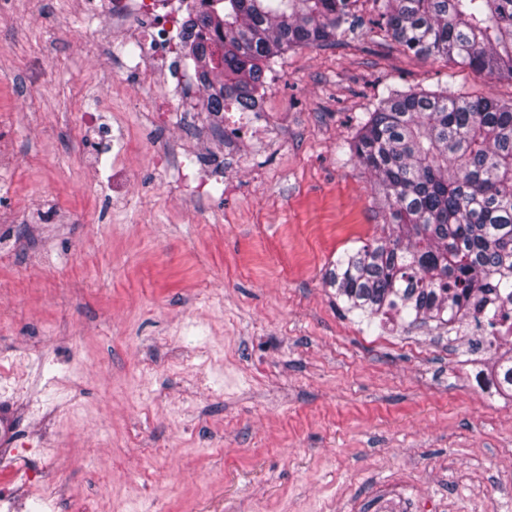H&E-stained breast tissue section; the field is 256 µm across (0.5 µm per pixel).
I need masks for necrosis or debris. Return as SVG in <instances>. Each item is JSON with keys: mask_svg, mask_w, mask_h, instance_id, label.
I'll return each instance as SVG.
<instances>
[{"mask_svg": "<svg viewBox=\"0 0 512 512\" xmlns=\"http://www.w3.org/2000/svg\"><path fill=\"white\" fill-rule=\"evenodd\" d=\"M84 7L90 13L108 17L116 31L125 30L128 16H135L137 26L132 41L136 54L129 57L125 71L136 84V99L147 108L153 131H164L174 111L183 128H194V116L183 101L171 102L169 108L163 109L149 96L161 75L171 77L187 90L196 87V73L178 53L186 36L182 13L170 8L168 0H85ZM31 456V449L24 445L0 442V471L13 479L12 486H0V512H19L18 505L23 500L29 504L28 512H68L67 491L51 476L59 467L58 457L43 458L39 469L34 470L30 467Z\"/></svg>", "mask_w": 512, "mask_h": 512, "instance_id": "1", "label": "necrosis or debris"}]
</instances>
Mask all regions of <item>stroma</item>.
<instances>
[{
	"label": "stroma",
	"instance_id": "stroma-1",
	"mask_svg": "<svg viewBox=\"0 0 512 512\" xmlns=\"http://www.w3.org/2000/svg\"><path fill=\"white\" fill-rule=\"evenodd\" d=\"M5 2L0 348L32 365L75 506L512 512V400L480 377L471 324L368 317L325 282L388 219L344 147L385 87L508 100L512 81L403 51L356 0L335 45L277 59L255 132L226 128L237 165L203 168L220 187L195 201L179 168L217 147L176 120L141 137L123 36L95 49L82 0ZM93 123L128 132L120 172L108 151L85 166Z\"/></svg>",
	"mask_w": 512,
	"mask_h": 512
}]
</instances>
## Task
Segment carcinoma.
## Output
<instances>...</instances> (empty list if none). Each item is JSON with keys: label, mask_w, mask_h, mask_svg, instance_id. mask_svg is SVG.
Wrapping results in <instances>:
<instances>
[{"label": "carcinoma", "mask_w": 512, "mask_h": 512, "mask_svg": "<svg viewBox=\"0 0 512 512\" xmlns=\"http://www.w3.org/2000/svg\"><path fill=\"white\" fill-rule=\"evenodd\" d=\"M217 2L188 21L208 112L254 107L274 59L336 44L351 17V0ZM380 17L406 51L512 80V0H380ZM347 146L382 187L390 224L336 260V297L386 319L470 320L487 335L469 352L493 346L512 326V100L390 87ZM485 366L512 398V347Z\"/></svg>", "instance_id": "carcinoma-1"}]
</instances>
